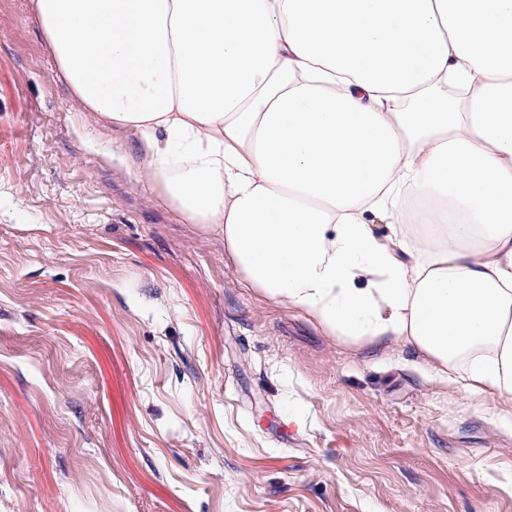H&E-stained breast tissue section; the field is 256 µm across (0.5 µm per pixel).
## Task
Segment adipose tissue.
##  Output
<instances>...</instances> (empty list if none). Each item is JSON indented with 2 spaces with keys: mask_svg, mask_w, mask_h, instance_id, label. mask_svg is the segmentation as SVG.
Here are the masks:
<instances>
[{
  "mask_svg": "<svg viewBox=\"0 0 512 512\" xmlns=\"http://www.w3.org/2000/svg\"><path fill=\"white\" fill-rule=\"evenodd\" d=\"M33 9L59 76L250 287L512 409V0Z\"/></svg>",
  "mask_w": 512,
  "mask_h": 512,
  "instance_id": "adipose-tissue-1",
  "label": "adipose tissue"
}]
</instances>
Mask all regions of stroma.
Returning <instances> with one entry per match:
<instances>
[{
	"mask_svg": "<svg viewBox=\"0 0 512 512\" xmlns=\"http://www.w3.org/2000/svg\"><path fill=\"white\" fill-rule=\"evenodd\" d=\"M0 0V512H512V413L248 287Z\"/></svg>",
	"mask_w": 512,
	"mask_h": 512,
	"instance_id": "1",
	"label": "stroma"
}]
</instances>
